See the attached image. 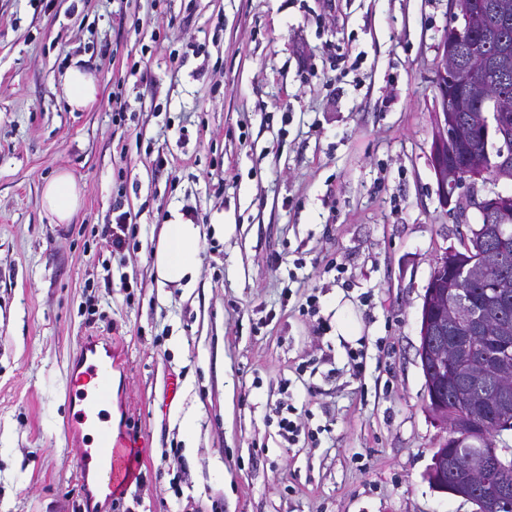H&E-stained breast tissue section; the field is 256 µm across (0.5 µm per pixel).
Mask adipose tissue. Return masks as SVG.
Instances as JSON below:
<instances>
[{
	"mask_svg": "<svg viewBox=\"0 0 512 512\" xmlns=\"http://www.w3.org/2000/svg\"><path fill=\"white\" fill-rule=\"evenodd\" d=\"M97 77L80 66L70 67L64 77V95L70 110L81 111L97 99ZM82 190L75 177L59 172L47 181L40 196V206L51 222L67 224L81 207ZM200 227L184 215H176L164 224L154 249L153 260L159 286L169 283H193L199 266Z\"/></svg>",
	"mask_w": 512,
	"mask_h": 512,
	"instance_id": "1",
	"label": "adipose tissue"
}]
</instances>
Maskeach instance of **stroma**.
Segmentation results:
<instances>
[{
	"mask_svg": "<svg viewBox=\"0 0 512 512\" xmlns=\"http://www.w3.org/2000/svg\"><path fill=\"white\" fill-rule=\"evenodd\" d=\"M451 24L447 0H0V512H113L67 431L85 340L112 356L133 512H475L427 477L448 432L418 357L435 262L476 222L430 161ZM76 61L101 84L83 112ZM60 171L82 186L69 224L39 203ZM119 199L136 232L113 255ZM187 207L197 276L162 288L152 253ZM286 396L318 446L270 422ZM99 92L97 77L80 66L70 67L64 77V95L71 111H81L91 106Z\"/></svg>",
	"mask_w": 512,
	"mask_h": 512,
	"instance_id": "1",
	"label": "stroma"
}]
</instances>
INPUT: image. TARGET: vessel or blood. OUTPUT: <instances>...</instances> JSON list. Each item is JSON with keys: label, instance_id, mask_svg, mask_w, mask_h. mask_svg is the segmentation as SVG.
<instances>
[{"label": "vessel or blood", "instance_id": "obj_1", "mask_svg": "<svg viewBox=\"0 0 512 512\" xmlns=\"http://www.w3.org/2000/svg\"><path fill=\"white\" fill-rule=\"evenodd\" d=\"M69 401L73 408L71 421L77 425H91L95 441L94 451L84 452L81 466H96L99 471L118 479L126 472L129 454L126 446L118 444L112 427L100 405L108 396L109 372L97 359L73 370L68 386Z\"/></svg>", "mask_w": 512, "mask_h": 512}]
</instances>
